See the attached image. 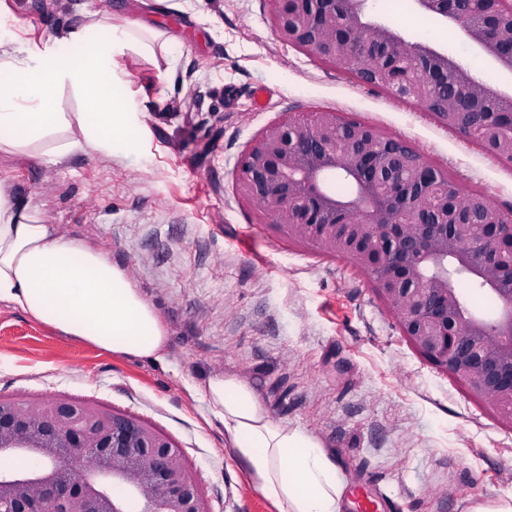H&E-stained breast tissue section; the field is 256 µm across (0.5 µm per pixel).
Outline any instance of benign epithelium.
I'll list each match as a JSON object with an SVG mask.
<instances>
[{
  "instance_id": "7a95c632",
  "label": "benign epithelium",
  "mask_w": 512,
  "mask_h": 512,
  "mask_svg": "<svg viewBox=\"0 0 512 512\" xmlns=\"http://www.w3.org/2000/svg\"><path fill=\"white\" fill-rule=\"evenodd\" d=\"M269 2L280 41L415 100L512 162V93L460 56L406 39L368 0ZM412 2L512 74V0ZM338 181L347 192H336ZM238 189L292 237L365 270L404 336L512 417V210L483 194L461 196L409 144L331 110L288 112L266 127L240 156ZM459 276L499 299L495 319L467 306ZM19 456L44 465L18 470ZM0 512L210 510L166 437L133 416L49 396L33 411L0 397Z\"/></svg>"
}]
</instances>
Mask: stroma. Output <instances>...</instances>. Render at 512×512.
I'll use <instances>...</instances> for the list:
<instances>
[{
    "instance_id": "stroma-1",
    "label": "stroma",
    "mask_w": 512,
    "mask_h": 512,
    "mask_svg": "<svg viewBox=\"0 0 512 512\" xmlns=\"http://www.w3.org/2000/svg\"><path fill=\"white\" fill-rule=\"evenodd\" d=\"M0 13L26 46L95 22L161 32L112 63L139 105L125 131L133 152L51 164L40 144L0 151V189L121 265L169 336L159 360L111 353L0 302V396L139 418L180 448L209 512H277L200 397L224 374L248 383L270 419L322 443L341 472L342 512H360L366 495L391 497L394 512H479L512 496V419L404 336L364 270L289 236L236 189L242 152L286 112L366 122L416 148L461 194L505 209L512 163L418 103L282 43L268 0H0ZM398 27L512 88L458 28L410 7Z\"/></svg>"
}]
</instances>
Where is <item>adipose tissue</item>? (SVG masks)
<instances>
[{"instance_id":"adipose-tissue-1","label":"adipose tissue","mask_w":512,"mask_h":512,"mask_svg":"<svg viewBox=\"0 0 512 512\" xmlns=\"http://www.w3.org/2000/svg\"><path fill=\"white\" fill-rule=\"evenodd\" d=\"M140 24L71 30L63 42L25 49L18 61L0 59V150L23 151L52 140L48 154L86 149L131 150L115 131L135 121V104L118 96L112 57L138 47ZM86 46L75 61L71 46ZM89 101L76 121L55 111L61 86ZM79 135H71V128ZM0 301L60 333L114 353L161 357L168 335L154 307L125 269L83 240L0 191ZM202 398L224 424V437L254 486L278 512H340L341 478L314 437L271 420L254 390L232 375L210 378Z\"/></svg>"}]
</instances>
